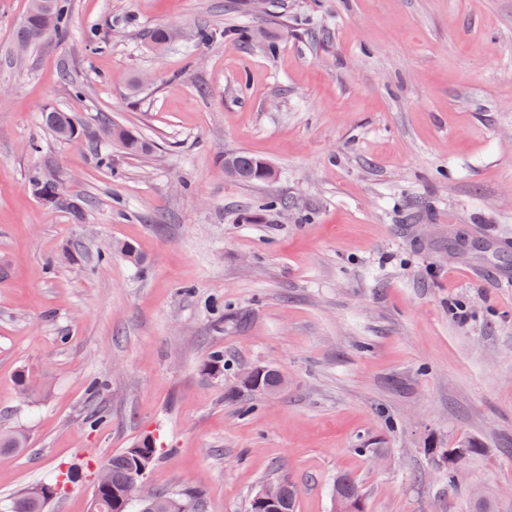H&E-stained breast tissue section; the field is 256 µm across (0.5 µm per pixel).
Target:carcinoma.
I'll return each mask as SVG.
<instances>
[{"mask_svg":"<svg viewBox=\"0 0 512 512\" xmlns=\"http://www.w3.org/2000/svg\"><path fill=\"white\" fill-rule=\"evenodd\" d=\"M69 3L67 0H51L50 12L44 13L34 5H28L22 25L16 33V42L33 46L42 38L53 32L62 34L68 24ZM41 124L45 131L57 140H71L78 134L76 118L68 112L55 107H45L41 113ZM108 135L113 144L117 145L127 155L140 157L152 152L153 144L135 128L125 125H109ZM224 168L234 180L244 184L269 182L273 179L272 167L263 159L248 152L237 151L224 156ZM27 187L31 193L39 197L54 199L57 207L68 210L76 220H81L84 214L85 202L64 194L62 183L55 178L51 181L42 179V171L34 168L27 178ZM27 437L19 430H9L0 434V452H19L26 447ZM156 443L150 437H144L108 459L110 466L106 484L97 491L101 500L98 512H200L202 497L197 491H182L180 493L156 492L153 498L146 502H129L125 498L127 483L138 467L145 462V453L153 451ZM73 482L69 471L58 470L52 479L31 486L24 491L0 501V512H46L49 504L55 499L51 494L59 484ZM285 484L286 493L278 505L280 512H295L296 487L288 480L281 478ZM345 495L351 499L361 497L359 487L346 476L336 478L333 496Z\"/></svg>","mask_w":512,"mask_h":512,"instance_id":"1","label":"carcinoma"}]
</instances>
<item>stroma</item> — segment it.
Listing matches in <instances>:
<instances>
[{"label":"stroma","mask_w":512,"mask_h":512,"mask_svg":"<svg viewBox=\"0 0 512 512\" xmlns=\"http://www.w3.org/2000/svg\"><path fill=\"white\" fill-rule=\"evenodd\" d=\"M27 3L0 0V428L29 435L0 498L69 467L49 512H91L97 468L149 435L147 486L200 490L203 512L284 475L295 512H333L341 474L366 512H471L475 485L512 506V0H70L66 35L20 56ZM157 27L182 36L155 50ZM47 106L80 136L44 138ZM104 115L152 153L106 145ZM231 151L275 178L236 182ZM35 167L83 223L29 193ZM116 241L138 263L100 264ZM256 365L288 385L245 415L227 394ZM22 370L46 380L26 398ZM460 440L480 451L452 491Z\"/></svg>","instance_id":"1"}]
</instances>
